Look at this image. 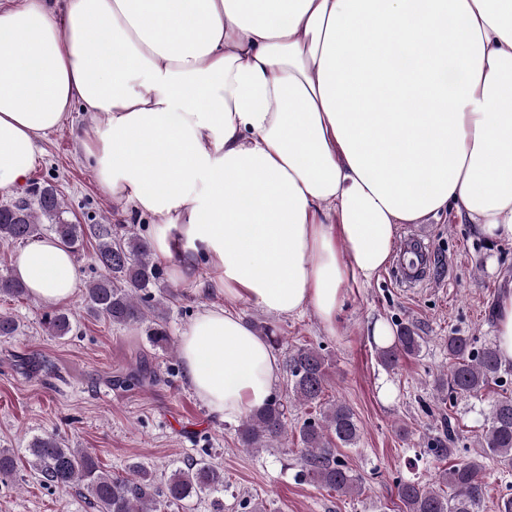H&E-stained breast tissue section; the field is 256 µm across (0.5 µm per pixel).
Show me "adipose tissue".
Returning a JSON list of instances; mask_svg holds the SVG:
<instances>
[{"label":"adipose tissue","instance_id":"ef3b65f1","mask_svg":"<svg viewBox=\"0 0 512 512\" xmlns=\"http://www.w3.org/2000/svg\"><path fill=\"white\" fill-rule=\"evenodd\" d=\"M100 190L155 220L173 280L328 334L401 225L451 214L512 241V0H10L0 8V191L74 105ZM11 275L43 306L78 290L53 236ZM210 416L262 408L281 375L237 313L179 336Z\"/></svg>","mask_w":512,"mask_h":512}]
</instances>
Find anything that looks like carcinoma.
<instances>
[{
  "label": "carcinoma",
  "instance_id": "1",
  "mask_svg": "<svg viewBox=\"0 0 512 512\" xmlns=\"http://www.w3.org/2000/svg\"><path fill=\"white\" fill-rule=\"evenodd\" d=\"M54 233L74 252L92 247L98 276L88 281L84 310L114 325H147L148 341L157 347L173 344L163 326L168 298L153 289L164 280L150 241L131 224H74L53 184H31L27 195L0 205V244L24 243L44 231ZM27 288L10 275H0V296L24 298ZM50 336L65 337L76 328L72 312L55 309L42 317ZM422 338L406 324L398 325L392 345L380 347L379 362L388 370L402 359L416 356ZM294 400L301 405L318 404L326 392L329 363L321 349L298 347L286 357ZM502 364L493 343L481 349L469 336L448 337V366L440 381L451 395L477 397L500 377ZM155 378L151 364L143 359L126 378L129 385H142ZM288 405L275 395L261 410L241 420L238 441L244 448L259 450L287 434ZM302 460L311 481L339 495L361 492L358 478L336 449L352 448L361 430L352 409L341 401L324 407L298 427ZM480 447L504 469L512 468V395L491 406L488 428ZM28 464L43 485L62 491L77 490L93 512H162L164 504L212 497L213 512H224V468L212 462L191 461L171 472L164 490H154L151 473L131 462L126 475L114 476L85 448H72L55 434L34 437L28 448ZM488 482L482 461L469 458L453 464L432 483L404 481L397 486L403 512H480Z\"/></svg>",
  "mask_w": 512,
  "mask_h": 512
}]
</instances>
